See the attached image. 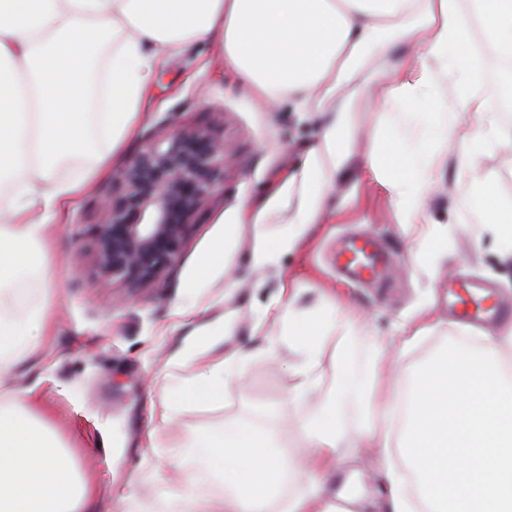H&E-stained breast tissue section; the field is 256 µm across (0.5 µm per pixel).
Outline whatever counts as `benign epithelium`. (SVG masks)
<instances>
[{"label": "benign epithelium", "instance_id": "obj_1", "mask_svg": "<svg viewBox=\"0 0 512 512\" xmlns=\"http://www.w3.org/2000/svg\"><path fill=\"white\" fill-rule=\"evenodd\" d=\"M223 170L224 142L207 131L171 124L164 136L148 137L101 200L107 220L95 225L98 274L130 286L159 279L178 260Z\"/></svg>", "mask_w": 512, "mask_h": 512}]
</instances>
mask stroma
<instances>
[{"label":"stroma","mask_w":512,"mask_h":512,"mask_svg":"<svg viewBox=\"0 0 512 512\" xmlns=\"http://www.w3.org/2000/svg\"><path fill=\"white\" fill-rule=\"evenodd\" d=\"M409 55L399 46L366 61L353 105L349 156L330 192V208L309 225L300 246L278 252L275 264L263 269L252 260L255 229L240 223V214L270 211L262 230L271 246L287 225L298 222V197L289 180L320 139L326 118L300 110L287 95L272 109L257 101L225 72L220 36L183 44L158 63L141 101L137 130L119 151L109 152L103 135L91 142V154H106V170L90 179L68 208L49 215L56 230L42 260L50 277L28 283L34 301L49 300L54 334L38 357L13 368L9 378L34 388L35 415L46 417L78 469L98 480V512H123L120 499L128 492L147 499L170 489L181 471L171 454L173 442L220 433L228 420L278 429L288 455L303 448L296 406L289 399L297 382L291 369L300 357L284 349L278 365L263 350L267 337L284 333L272 316L281 285L300 289L297 307L306 317L338 324L323 341L319 383L305 401L309 408L334 382L343 324L370 333L352 351L359 365L369 339L395 346L400 326L429 309L437 328L400 351L405 374L443 344L462 340L448 311L449 280L489 282L500 299L512 303L506 246L480 221L484 187L494 190L503 208L512 207V143L491 146L466 162L461 149L470 138L471 120L461 118L448 135L439 187L425 203L422 224L402 223L389 188L374 171L396 128L442 124L433 96L396 100L389 95L386 76L394 68H410ZM172 123L223 139L229 158L219 179L223 189L201 205L178 261L158 280L131 288L101 279L94 265V227L106 220L100 199L146 136H163ZM347 233L383 245L385 282L357 284L337 277L336 240ZM428 234L439 237V250L423 246ZM217 241L224 247L223 266L198 277L199 258ZM79 251L85 254L80 265L74 261ZM178 307L194 309L200 325L221 317L234 321L222 339L196 352L195 362L213 363L238 351L249 359L244 379L226 382L223 397L183 402L174 423L160 426L159 414L188 374L169 368L188 344V327H170ZM375 459V449L355 448L336 483L361 484L365 512H386Z\"/></svg>","instance_id":"obj_1"}]
</instances>
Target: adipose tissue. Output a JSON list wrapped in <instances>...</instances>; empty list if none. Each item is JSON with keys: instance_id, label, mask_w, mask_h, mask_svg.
Instances as JSON below:
<instances>
[{"instance_id": "ef3b65f1", "label": "adipose tissue", "mask_w": 512, "mask_h": 512, "mask_svg": "<svg viewBox=\"0 0 512 512\" xmlns=\"http://www.w3.org/2000/svg\"><path fill=\"white\" fill-rule=\"evenodd\" d=\"M512 62V0H0V512H95L98 487L75 471L48 427L30 413L29 390L5 378L14 364L41 353L53 315L30 303L20 281L32 269L53 227L28 220L32 209L68 206L105 156L81 176L56 177L65 159L86 153L88 103L83 75L104 44L112 55L106 77L112 109L101 119L118 151L135 131L141 94L159 57L183 43L219 33L224 65L252 92L275 100L292 95L314 112L330 113L319 142L297 175L299 223L280 247L299 245L323 213L346 157L351 103L365 59L405 45L418 73L414 84L393 79L390 92L422 95L443 77L444 122L435 137L384 146L377 168L403 223L422 224L423 202L448 149V132L473 116L468 156L512 141L497 103L470 88L467 47L472 27ZM297 295L281 291L275 317L302 352V402L330 320L304 319ZM397 358L372 342L364 367L340 356L333 387L297 424L309 448L299 471L271 428L224 423L220 435L186 442L181 455L197 468L172 494L149 501L126 495L132 512H211L204 477L224 486V512H357L360 498L338 492L333 475L364 437L381 450L388 487L386 512H512V324L470 346L452 343L389 392L383 373ZM245 373L244 358L196 367L177 388L160 423L173 422L182 399L220 397L226 381ZM398 419V433L387 423Z\"/></svg>"}]
</instances>
